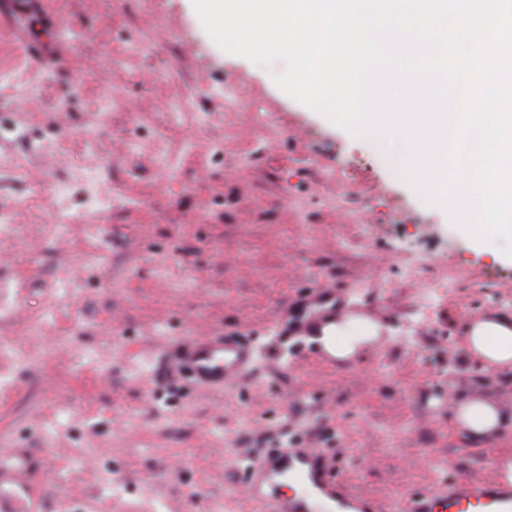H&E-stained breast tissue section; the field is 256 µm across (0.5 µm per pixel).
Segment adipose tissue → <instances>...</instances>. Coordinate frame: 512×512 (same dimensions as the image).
I'll use <instances>...</instances> for the list:
<instances>
[{"instance_id":"1","label":"adipose tissue","mask_w":512,"mask_h":512,"mask_svg":"<svg viewBox=\"0 0 512 512\" xmlns=\"http://www.w3.org/2000/svg\"><path fill=\"white\" fill-rule=\"evenodd\" d=\"M385 332L376 319L359 312H349L327 320L316 338L320 351L339 363L357 359L361 352ZM466 347L487 370L512 368V316L487 314L468 321L465 328ZM457 428L472 442L482 443L512 423V416L484 397H471L460 402L454 416Z\"/></svg>"}]
</instances>
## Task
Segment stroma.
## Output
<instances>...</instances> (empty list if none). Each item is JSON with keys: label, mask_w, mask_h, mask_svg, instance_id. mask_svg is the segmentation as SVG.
<instances>
[{"label": "stroma", "mask_w": 512, "mask_h": 512, "mask_svg": "<svg viewBox=\"0 0 512 512\" xmlns=\"http://www.w3.org/2000/svg\"><path fill=\"white\" fill-rule=\"evenodd\" d=\"M159 2L156 18L145 0H38L34 29L0 30V154L28 153L42 185L34 208L19 205L21 189L0 188L16 224L0 239V294L14 302L0 315V452L30 459L36 512H261L246 466L293 442L393 512L451 477L498 478L512 431L476 445L453 414L470 395L512 412V372L485 370L463 336L472 317L512 314V262L478 248L269 69L222 50L192 0ZM149 27L152 47L130 51ZM54 40L63 53L30 61L27 44ZM25 80L35 93L21 92ZM206 84L234 88L253 111L225 108ZM180 94L208 112L207 128L168 123ZM62 97L68 109L56 108ZM113 98L124 113L100 117ZM158 135L178 179L155 174ZM44 136L66 144L47 167L28 151ZM84 167L105 169L116 196L100 234L70 224L42 239L55 183ZM101 252L111 262L100 276ZM327 284L387 329L351 363L273 334L285 303ZM34 315L45 320L36 336ZM206 330L253 345L244 378L209 394L159 374L172 341Z\"/></svg>", "instance_id": "1"}]
</instances>
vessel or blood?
I'll return each mask as SVG.
<instances>
[{"label":"vessel or blood","instance_id":"vessel-or-blood-1","mask_svg":"<svg viewBox=\"0 0 512 512\" xmlns=\"http://www.w3.org/2000/svg\"><path fill=\"white\" fill-rule=\"evenodd\" d=\"M343 293L313 288L299 301L281 307L276 322L283 335L312 336L320 323L344 312ZM254 362V350L239 336L212 333L183 339L170 354L169 367L189 373L204 391L237 382ZM301 492L285 493L286 483ZM25 475L15 463L0 465V512H29L21 497ZM248 491L262 501L265 512H388L385 502L347 491L327 471L317 449L289 446L267 453L249 474ZM408 512H512V483L453 478L442 499L419 494Z\"/></svg>","mask_w":512,"mask_h":512}]
</instances>
